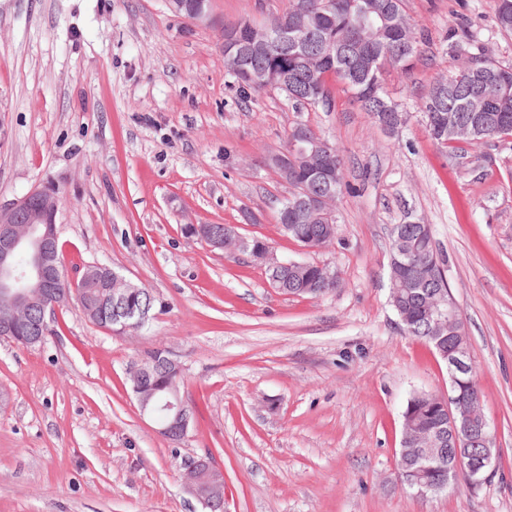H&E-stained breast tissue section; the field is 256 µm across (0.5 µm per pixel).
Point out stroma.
<instances>
[{
	"instance_id": "1",
	"label": "stroma",
	"mask_w": 512,
	"mask_h": 512,
	"mask_svg": "<svg viewBox=\"0 0 512 512\" xmlns=\"http://www.w3.org/2000/svg\"><path fill=\"white\" fill-rule=\"evenodd\" d=\"M288 0H209L198 24L166 0H0V202L59 192L66 277L107 265L162 303L143 329L95 326L76 301L44 343L0 339V512H202L185 462L211 454L227 512H512V139L441 152L419 109L469 56L512 65L493 0H406L427 43L385 75L407 119L388 134L335 91L297 110L243 98L224 65V25ZM346 160L326 247L283 236L290 187L268 167L296 124ZM431 225L469 339L495 473L427 496L396 468L413 394H448V367L404 333L390 303V229ZM197 224L236 226L280 260L329 264L323 296H286L248 254L211 248ZM152 348L184 369L194 422L179 441L141 415L130 364Z\"/></svg>"
}]
</instances>
